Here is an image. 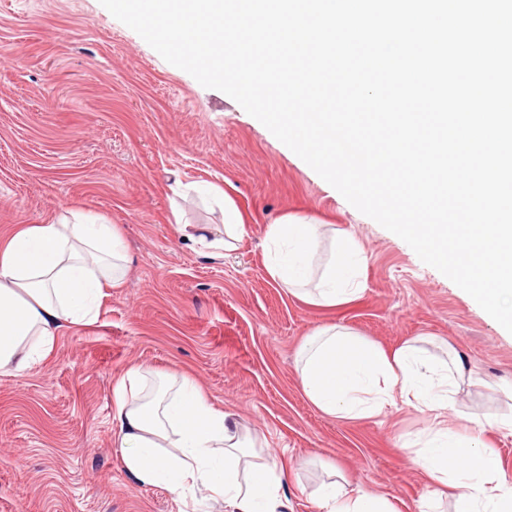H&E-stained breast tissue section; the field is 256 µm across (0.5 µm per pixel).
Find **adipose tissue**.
<instances>
[{
	"label": "adipose tissue",
	"mask_w": 512,
	"mask_h": 512,
	"mask_svg": "<svg viewBox=\"0 0 512 512\" xmlns=\"http://www.w3.org/2000/svg\"><path fill=\"white\" fill-rule=\"evenodd\" d=\"M211 193L223 207L224 234L199 233L192 241L217 254L244 235L248 217L221 188ZM320 236V222L284 215L266 230V267L305 303L350 304L361 292L352 276L359 261L355 242L347 230H335L334 257L319 272L310 259ZM129 266L117 226L73 211L46 224L22 225L1 241L0 375H17L41 362L65 326L94 322L103 288L120 287ZM298 356L303 392L335 419L368 418L399 398L438 420L451 405L449 387L474 379L460 358L441 364L415 342L385 348L336 325L309 336ZM148 375L132 365L112 387V439L123 469L141 484H163L178 496L203 486L226 512H283L287 466L275 458L251 462L254 441L241 440L227 413L187 375H166L150 397ZM409 461L438 495L453 498L455 512H512V480L481 436L466 437L437 423ZM347 484L345 474L332 471L315 491L321 512H398L378 495L349 494Z\"/></svg>",
	"instance_id": "ef3b65f1"
}]
</instances>
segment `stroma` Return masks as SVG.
I'll list each match as a JSON object with an SVG mask.
<instances>
[{
	"label": "stroma",
	"mask_w": 512,
	"mask_h": 512,
	"mask_svg": "<svg viewBox=\"0 0 512 512\" xmlns=\"http://www.w3.org/2000/svg\"><path fill=\"white\" fill-rule=\"evenodd\" d=\"M224 189L251 217L238 247L202 253L175 226L224 233L203 186ZM117 225L132 256L122 287L103 291L96 322L63 330L51 354L0 376V512H225L223 502L144 486L118 463L110 414L115 378L139 364L152 379L186 373L283 460L285 512H319L313 492L336 467L356 490L400 512H454L452 498L407 459L430 424L404 403L370 418L324 415L297 380V351L336 323L385 347L424 338L439 360L460 354L450 427L473 419L512 479V334L395 234L351 206L228 95L167 63L99 0H0V239L64 210ZM292 211L328 221L360 250V298L323 308L289 295L264 263L265 230Z\"/></svg>",
	"instance_id": "35a3bbf8"
}]
</instances>
